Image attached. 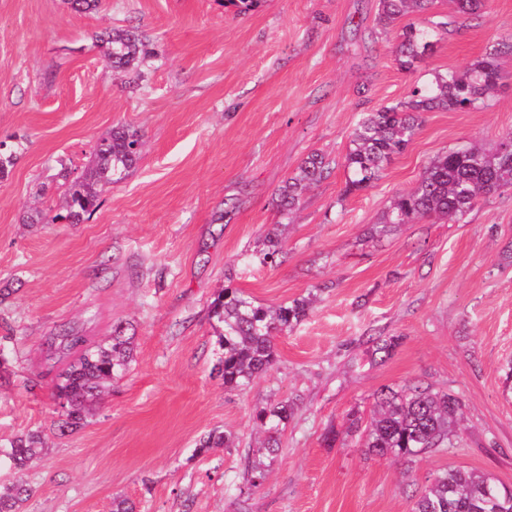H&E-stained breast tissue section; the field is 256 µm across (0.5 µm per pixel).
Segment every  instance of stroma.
Masks as SVG:
<instances>
[{
	"label": "stroma",
	"mask_w": 512,
	"mask_h": 512,
	"mask_svg": "<svg viewBox=\"0 0 512 512\" xmlns=\"http://www.w3.org/2000/svg\"><path fill=\"white\" fill-rule=\"evenodd\" d=\"M377 11V0H263L240 15L221 0H100L86 13L0 0V140L22 143L0 181V446L36 430L46 442L26 468L22 512H112L117 498L137 512H411L448 467L512 488V188L460 223L376 231L428 161L512 128V56L484 106L424 113L373 187L345 194L342 166L363 113L512 34V0L460 20L439 0L454 23L413 72L397 66V34L377 27ZM130 25L158 53L136 89L94 41ZM120 125L140 132V159L90 219L26 223L33 203L61 206L62 168L79 174ZM314 151L337 166L304 194L281 264L263 266L255 250L281 220L274 196ZM228 286L265 307L316 297L275 337L269 372L243 388L214 369L209 308ZM67 326L95 341L122 327L134 359L63 434L47 341ZM409 381L460 398L455 447L368 453L351 419L368 423L381 390ZM273 401L294 411L267 480L246 492L247 456L265 440L253 416ZM215 429L230 447L199 451Z\"/></svg>",
	"instance_id": "1"
}]
</instances>
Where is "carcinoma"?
I'll use <instances>...</instances> for the list:
<instances>
[{
	"label": "carcinoma",
	"instance_id": "obj_1",
	"mask_svg": "<svg viewBox=\"0 0 512 512\" xmlns=\"http://www.w3.org/2000/svg\"><path fill=\"white\" fill-rule=\"evenodd\" d=\"M436 0H378V25L386 31L404 16L428 13ZM460 18H479L486 13L487 0H455ZM448 23L405 25L393 47L399 68L414 71L430 54ZM107 66L115 73L137 71L157 56L135 28L110 29L95 35ZM512 55V36L498 40L480 59L464 70L448 69L432 74L426 82L413 85L406 99L367 112L354 129L345 155L346 193L374 186L384 176L393 157L402 153L420 128L422 114L437 110L467 111L483 105L497 90L499 59ZM140 135L127 126L113 128L96 144L93 160L86 172L73 178L64 212L33 209L29 224H53L66 220L80 224L100 205L105 188L120 181L137 164ZM17 161V152L0 141V181L6 179ZM336 161L313 152L295 176L276 193L275 207L288 217L298 209L302 193L320 182ZM512 188V130L501 134L491 149L469 146L445 152L425 167L418 185L395 195L383 213L378 232L393 225L436 218L459 223L480 197ZM263 263H281L283 250L278 228L264 238ZM309 301L295 299L270 309L254 305L237 288H226L211 307V317L223 324L219 344L224 350L218 372L227 387L249 385L274 364L273 339L278 332L293 327L308 313ZM54 354L67 359L58 373L55 397L62 401L63 418L58 427L72 432L84 425L89 403L98 399L112 378L125 373L131 362V338L119 329L107 345L97 343L73 328H63L53 337ZM293 413V407L279 403L256 414V421L267 427L266 451L279 450L275 434ZM460 416L458 399L448 393L430 390L419 382L398 390H387L377 397L373 416L364 430V447L377 456L410 459L430 449L455 445V428ZM44 450L40 433L30 432L14 438L0 449V458L9 461L17 478L0 491V512H21L31 488L24 479L26 463ZM268 465L260 458L247 457L245 480L249 487L261 486ZM413 512H512V492L489 475L473 470L449 468L435 474L420 492Z\"/></svg>",
	"mask_w": 512,
	"mask_h": 512
}]
</instances>
